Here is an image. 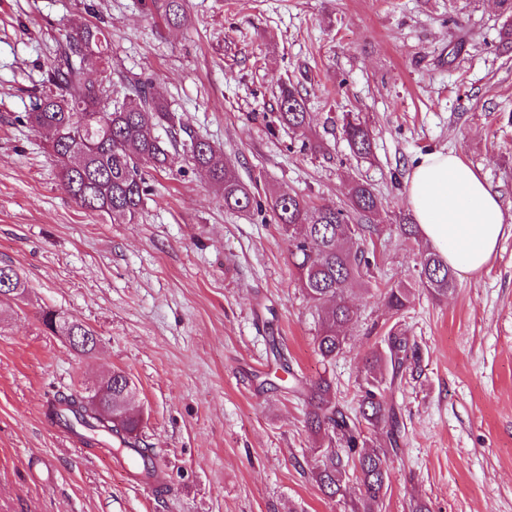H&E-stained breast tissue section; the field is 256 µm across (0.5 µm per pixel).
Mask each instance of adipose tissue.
I'll return each instance as SVG.
<instances>
[{"instance_id":"1","label":"adipose tissue","mask_w":512,"mask_h":512,"mask_svg":"<svg viewBox=\"0 0 512 512\" xmlns=\"http://www.w3.org/2000/svg\"><path fill=\"white\" fill-rule=\"evenodd\" d=\"M407 198L424 240L461 272L482 269L512 233L497 193L455 152L423 156L409 176Z\"/></svg>"}]
</instances>
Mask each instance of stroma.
Returning <instances> with one entry per match:
<instances>
[{"label":"stroma","mask_w":512,"mask_h":512,"mask_svg":"<svg viewBox=\"0 0 512 512\" xmlns=\"http://www.w3.org/2000/svg\"><path fill=\"white\" fill-rule=\"evenodd\" d=\"M176 27L148 0H0V265L26 286L0 303V512H351L360 492L326 497L307 408L284 388L260 389L277 336L297 377L332 380L357 413L363 356L389 331L413 352L384 372L399 419L381 512H512V235L488 265L457 273L438 301L418 281L403 242L406 181L432 151H455L498 193L512 222V22L498 0H187ZM108 28L109 79L151 82L157 96L225 164L253 185L258 207L224 208L185 154L145 164L151 187L130 224L80 209L61 187L45 133L24 115L48 91L65 35ZM310 114L306 131L280 126L279 86ZM372 132L355 155L338 118ZM321 151H313V144ZM382 201L365 247L370 282L347 301L349 348L323 366L317 314L265 207L274 191L343 208L353 182ZM414 299L391 315L383 289ZM71 315L100 339L75 355L41 322ZM133 380L141 436L164 490L138 484L107 452L55 430L45 411L58 390H84L110 371Z\"/></svg>","instance_id":"obj_1"}]
</instances>
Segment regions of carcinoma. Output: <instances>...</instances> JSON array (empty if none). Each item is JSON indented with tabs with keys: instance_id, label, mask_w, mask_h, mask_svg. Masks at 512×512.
Returning <instances> with one entry per match:
<instances>
[{
	"instance_id": "carcinoma-1",
	"label": "carcinoma",
	"mask_w": 512,
	"mask_h": 512,
	"mask_svg": "<svg viewBox=\"0 0 512 512\" xmlns=\"http://www.w3.org/2000/svg\"><path fill=\"white\" fill-rule=\"evenodd\" d=\"M167 23L186 21V0H150ZM108 32L86 25L66 35L59 44L49 75L56 93L39 96L27 114L29 123L52 138V155L60 168L62 185L82 209L104 215L114 224L132 223L143 209L147 195L142 165L164 167L170 150L182 147L197 170L224 198V208L248 212L255 203L253 186L241 181L224 163V155L210 142L192 134L178 116L154 96L151 83L127 87L120 100H111L103 83L88 79L90 72L108 63ZM309 112L298 91L280 89L276 119L292 129L309 125ZM342 132L351 150L367 158L372 153L368 126L358 119L342 117ZM382 205L372 187L356 182L350 190L349 208H316L296 193L282 191L269 195L267 206L276 217L288 242V259L300 288L314 304L318 332L315 352L325 365L347 348L345 329L355 312L346 304V294L364 284L371 265L364 243L374 231L373 224H353L349 213L366 218ZM419 280L436 300L446 299L456 289L453 268L428 245L419 253ZM387 307L394 313L407 308L412 289H385ZM408 358L407 342L391 333L387 350L365 356V372L372 378L361 395L359 418L352 419L336 401L331 381L322 376L316 382L292 377L288 389L310 407L307 427L325 448L312 467V476L330 498L345 493L347 467H352L361 487L354 512H379L389 486L385 454L365 446L362 425L388 429L394 439L396 417L393 407L379 391L377 374L389 366L397 373ZM122 370L112 371V435L116 449L140 447L141 419L132 414V394ZM48 417L75 434H96L102 429L83 412L81 393L54 395L47 407Z\"/></svg>"
}]
</instances>
